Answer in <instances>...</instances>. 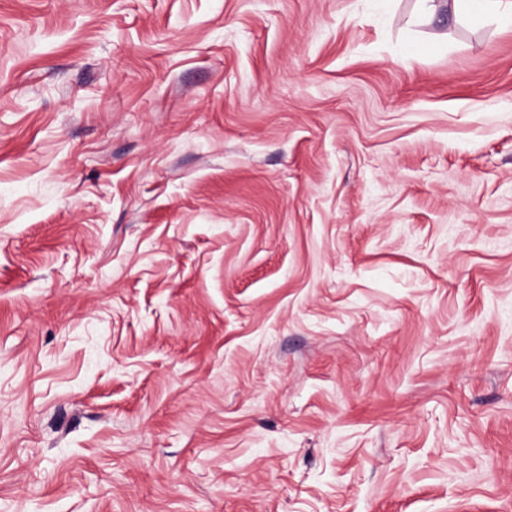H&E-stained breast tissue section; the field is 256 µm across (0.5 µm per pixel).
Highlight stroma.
<instances>
[{
    "label": "stroma",
    "mask_w": 512,
    "mask_h": 512,
    "mask_svg": "<svg viewBox=\"0 0 512 512\" xmlns=\"http://www.w3.org/2000/svg\"><path fill=\"white\" fill-rule=\"evenodd\" d=\"M0 512H512V24L0 0Z\"/></svg>",
    "instance_id": "obj_1"
}]
</instances>
